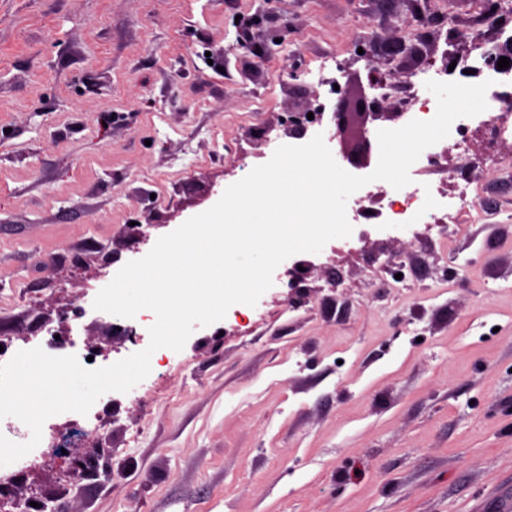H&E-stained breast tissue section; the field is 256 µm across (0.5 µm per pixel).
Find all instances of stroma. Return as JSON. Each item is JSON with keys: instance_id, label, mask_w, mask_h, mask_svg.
Listing matches in <instances>:
<instances>
[{"instance_id": "1", "label": "stroma", "mask_w": 512, "mask_h": 512, "mask_svg": "<svg viewBox=\"0 0 512 512\" xmlns=\"http://www.w3.org/2000/svg\"><path fill=\"white\" fill-rule=\"evenodd\" d=\"M419 25L406 0H0V358L48 331L124 359L93 301L127 263L214 206L335 103L337 55L420 74L474 54L473 0ZM269 48L265 59L239 47ZM499 165L448 151L411 189H480L488 216L354 226L274 273L245 311L152 354L93 406L94 445L13 487L60 512H512V138Z\"/></svg>"}]
</instances>
